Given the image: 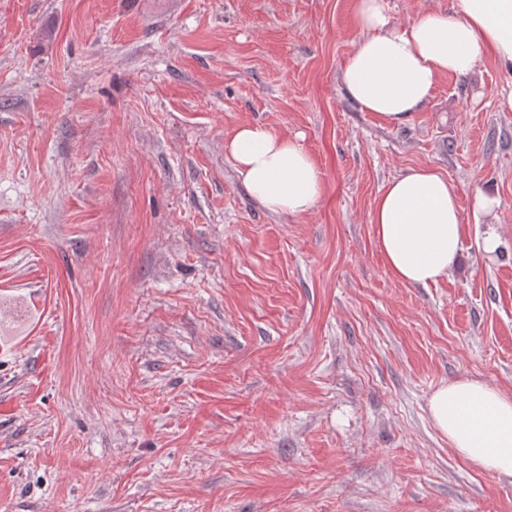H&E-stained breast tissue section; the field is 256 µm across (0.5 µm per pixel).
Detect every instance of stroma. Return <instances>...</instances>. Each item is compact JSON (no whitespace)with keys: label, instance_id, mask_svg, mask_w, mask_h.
<instances>
[{"label":"stroma","instance_id":"1","mask_svg":"<svg viewBox=\"0 0 512 512\" xmlns=\"http://www.w3.org/2000/svg\"><path fill=\"white\" fill-rule=\"evenodd\" d=\"M353 4L0 0V512H512L428 410L512 395V65L389 125L341 82ZM243 125L303 144L310 212L248 195ZM422 167L462 254L414 287L371 213Z\"/></svg>","mask_w":512,"mask_h":512}]
</instances>
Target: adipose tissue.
I'll return each mask as SVG.
<instances>
[{"instance_id": "ef3b65f1", "label": "adipose tissue", "mask_w": 512, "mask_h": 512, "mask_svg": "<svg viewBox=\"0 0 512 512\" xmlns=\"http://www.w3.org/2000/svg\"><path fill=\"white\" fill-rule=\"evenodd\" d=\"M364 31L341 69L361 111L406 123L444 75L466 76L487 55L512 63V0H454L451 13L427 11L392 22L387 0H355ZM224 151L249 194L275 214L299 215L322 197L321 171L295 139L239 127ZM385 263L402 283L425 286L448 276L461 253L463 208L456 186L429 168L388 183L371 215ZM438 431L458 456L484 472L512 476V395L479 380L440 386L429 400Z\"/></svg>"}]
</instances>
